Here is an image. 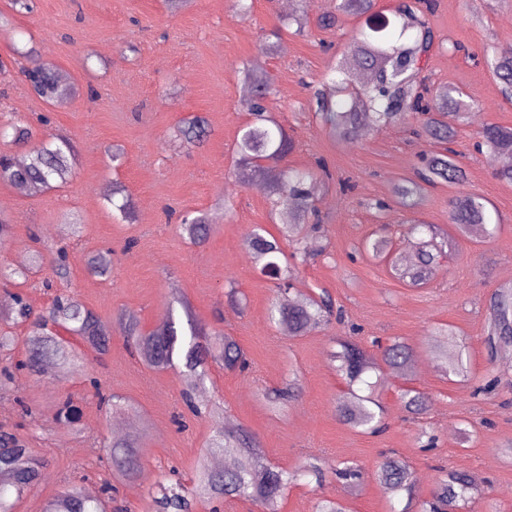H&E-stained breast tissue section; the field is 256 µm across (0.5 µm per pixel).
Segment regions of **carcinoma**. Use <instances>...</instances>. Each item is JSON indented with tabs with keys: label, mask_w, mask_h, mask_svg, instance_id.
I'll return each instance as SVG.
<instances>
[{
	"label": "carcinoma",
	"mask_w": 512,
	"mask_h": 512,
	"mask_svg": "<svg viewBox=\"0 0 512 512\" xmlns=\"http://www.w3.org/2000/svg\"><path fill=\"white\" fill-rule=\"evenodd\" d=\"M426 10H431V0L410 3L406 0L389 14L376 10V0H339L337 12L318 18L317 26L321 29L336 27L341 15H356L364 18V22L336 65L338 77L324 79L315 90L314 112L330 134L345 140L357 137L364 129L417 120L420 122L418 135L433 147L422 155L424 171L419 175L420 183L458 184L463 181V170L446 144L455 136L457 127L466 124L469 115L481 110L482 105L466 99V94L458 87L433 88L422 77L435 42L425 19ZM292 25L303 32L309 28V18L299 10L281 18L282 27ZM486 62L501 84L512 89V57H488ZM358 71L369 73L370 82L356 93L350 90V84ZM22 73L30 91L49 104L56 105L74 94V86L64 83L57 68L50 64L35 62ZM242 73L244 102L251 121L241 130L237 141L239 161L242 166L252 168L268 163V168L275 171L272 192L277 198L273 207L288 212V223L280 229V237L258 226L249 237L248 247L255 262L261 265V271L284 295L295 272L290 263L280 262V257L286 256L280 240L295 245L293 256L305 257V238L318 230V225L308 224L317 209L306 189L315 173L283 164L292 148V140L266 107L273 93L268 73L248 62L243 63ZM478 135L489 156L512 155V127L487 123ZM206 137L205 121L199 116L184 121L177 128L176 138L185 147H199ZM73 159L74 148L65 138L32 146L23 161L1 154L0 182L37 193L54 183L66 182L72 173ZM420 183L408 182L397 187L395 194L404 206L415 205L414 196ZM448 219L463 235L474 227L488 237L495 232L485 199L475 193L450 200ZM179 227L196 245L203 244L210 232L206 216L202 214L192 218L184 216ZM411 231L430 236V240L420 242L412 267L403 273L412 283L421 284L437 265L438 253L433 244L436 230L430 224H414ZM111 266L110 250L87 259V270L100 277L107 276ZM334 306L332 295L323 289L319 293L303 294L296 300L284 297L272 306L270 317L286 325L289 335L301 336L329 324L334 318L342 320V314H334ZM10 315L13 323L27 325L28 333L22 358L0 368V377L7 381L12 380L15 370L37 379L50 363L62 367L75 365L84 359L87 350L103 355L111 343V333L100 318L67 289L56 290L49 310L38 314L16 294ZM67 334L78 337L82 347H76L65 338ZM122 335L151 369L169 370L176 367V362H182L184 375L190 380L183 398L194 414L201 410L194 402L193 392L210 366L216 364L240 373L249 370V362L234 339L209 337L190 316L183 323L171 313L162 328L149 332L142 331L138 320L130 317L122 324ZM336 343L341 347L335 355L339 361L338 371L348 387L347 396L338 402L336 412L351 427L372 431L383 414L374 396L376 383L369 381V373L378 367V362L345 339L338 338ZM486 344L492 351L512 346V290L508 288L498 290L488 301ZM427 347L448 369V374L463 378L471 375L469 353L448 327L434 329L428 336ZM412 358L413 349L400 341L387 345L382 351L383 363L392 369H406ZM401 399L409 414L419 415L425 410L423 397L411 394L409 389L402 391ZM55 418L62 424L77 423L79 409L72 397L67 396L56 404ZM207 455L228 456L232 464L212 467L200 461L190 485L174 478L159 486L158 491L149 496L147 512H192L198 499L226 506L243 500L265 512H275L278 499L289 484L309 477L319 483L323 478L321 469L311 462L289 473L270 465L262 457L257 439L243 430H217ZM144 457L141 438H113L109 449V477L103 480L100 495L90 497L80 485L71 483L57 493L47 512H107L112 502V480H136L144 466ZM44 468L43 459L28 448L22 438L0 429V512H13L11 498L19 499L36 489ZM378 475L394 493L406 494L408 505L404 512H410L412 507L415 512H463L472 489L469 473L450 470L439 476L433 500L416 502L415 479L404 461L385 459Z\"/></svg>",
	"instance_id": "1"
}]
</instances>
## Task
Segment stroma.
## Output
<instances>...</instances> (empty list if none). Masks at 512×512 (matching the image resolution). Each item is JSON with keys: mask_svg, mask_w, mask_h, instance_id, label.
Here are the masks:
<instances>
[{"mask_svg": "<svg viewBox=\"0 0 512 512\" xmlns=\"http://www.w3.org/2000/svg\"><path fill=\"white\" fill-rule=\"evenodd\" d=\"M281 0H253L240 15L235 0H189L171 10L167 0H36L33 14H14L0 0V59L34 49L37 60L53 64L77 91L59 106L31 95L18 71L0 79L7 106L0 125L17 117L34 121L39 138L68 137L78 159L72 178L33 195L0 183V212L13 220V235L1 255L9 263L41 251L44 260L21 287L0 284V313L14 291L34 310L49 306L42 286L51 277L57 248L70 267L67 286L111 325L103 356L87 353L79 368H53L39 380L17 374L0 390V424L12 426L46 463L45 478L21 498L14 512H45L63 484L82 477L84 489L99 490L107 475V448L121 423L143 437L145 467L136 484L122 483L117 506L143 512L168 466L191 478L218 419L255 436L269 463L294 470L315 456L325 472L321 483H298L279 500L277 512H314L318 499H337L347 512H402L406 498L392 494L377 478L384 453L408 463L415 496L431 499L441 468L469 472L472 512H512V347L489 351L484 342L488 299L512 288V184L499 181L496 166L474 144L482 124L512 126V101L484 57L512 47V0H437L428 20L436 36L429 59L433 82L461 88L483 105L460 126L451 143L465 172L459 185L425 187L415 208L403 207L395 189L412 179L427 145L408 124L362 132L341 140L316 121L309 108L308 82L322 78L362 25L342 18L336 28L310 27L308 34H282L275 47L266 36L279 24ZM250 62L274 78L267 108L294 143L285 162L315 167L331 176L316 179L313 198L318 232L307 238L308 261L299 266L293 288L328 289L343 311L342 322L291 336L272 323L275 287L261 274L246 241L255 226L278 233L281 218L269 190H255L253 175L241 174L235 144L249 120L242 101L240 68ZM204 116L209 136L202 147L185 149L175 138L182 120ZM48 124H38V116ZM122 149L119 165L107 150ZM351 189L342 192L340 181ZM122 186L132 202L129 220L115 216L107 199ZM486 200L497 225L493 238L482 232L461 237L448 222V201L461 193ZM187 212L206 214L210 236L193 246L178 224ZM435 225L451 240L437 271L424 284L392 273L391 260L412 265L418 234L411 225ZM382 236L388 259L364 252L363 242ZM111 250L112 272L95 277L88 255ZM193 314L209 331L235 339L250 362L248 372L211 367L195 398L220 403L221 416L189 415L183 375L148 368L127 349L119 320L134 315L150 331L168 315ZM361 329L363 347L380 357L383 346L400 340L416 351L417 367L400 373L381 367L378 399L385 428L370 434L339 419L337 401L346 384L331 353L334 336ZM446 325L470 353L471 378L447 376L427 352L433 327ZM137 408L116 415L101 408L90 379ZM295 381V396L272 409L263 394ZM484 393H477V386ZM428 398L424 414L411 415L400 402L402 389ZM72 395L81 409L79 428H62L52 406ZM184 425H177L176 416ZM470 435H462L466 424ZM352 461L363 470L353 486L332 470Z\"/></svg>", "mask_w": 512, "mask_h": 512, "instance_id": "stroma-1", "label": "stroma"}]
</instances>
